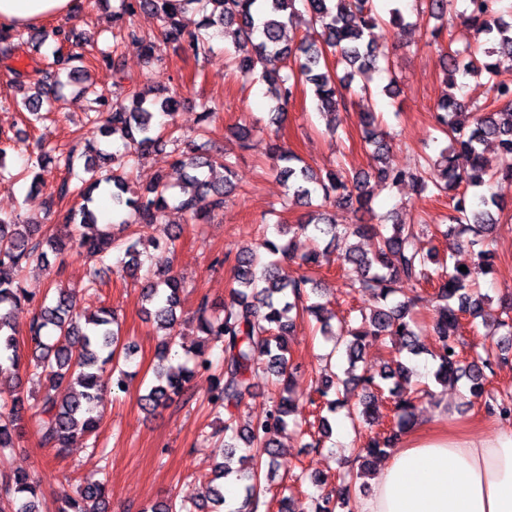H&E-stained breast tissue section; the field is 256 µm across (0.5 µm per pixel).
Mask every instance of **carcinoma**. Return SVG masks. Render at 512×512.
Returning a JSON list of instances; mask_svg holds the SVG:
<instances>
[{"label":"carcinoma","mask_w":512,"mask_h":512,"mask_svg":"<svg viewBox=\"0 0 512 512\" xmlns=\"http://www.w3.org/2000/svg\"><path fill=\"white\" fill-rule=\"evenodd\" d=\"M420 9L432 18L444 20L453 0H415ZM463 22L476 35H485L488 47L479 50L467 43L444 54L451 65L446 85L451 92L436 106V131L449 140L437 156L427 155L412 169L393 168L383 162L391 146L390 133L382 128L379 115L368 111L360 115L364 142L373 147L379 165L367 173L350 176L341 169H331L323 175L315 173L294 152L273 144L272 170L286 188V196L297 204L310 208L305 218L296 224L276 225L277 237H264L259 249H247L236 258L235 283L228 301L211 304L202 298L196 310L198 331L206 339L221 343L222 371L215 378L208 401L227 411L224 419L225 456L216 463L211 504L208 512H257L258 498L265 491L264 474L280 468L275 458L277 437L288 429L289 418L298 413L293 380L298 367L288 357V336L295 331V318L305 315L320 323V332L333 338L327 359L346 358L345 378L325 375L317 382L315 392L325 400L329 412L342 404L337 398L340 388L359 389L358 403L348 417L370 426L380 421L375 394L383 391L384 382L392 380L388 389L391 411L397 432L383 439L371 438L355 449L353 461L343 460L345 467L358 465V471H348L332 493L316 501L314 512H336L346 505L356 480L369 468L373 459L386 454L398 433L411 426L417 401L430 395L427 389L411 385L413 367L397 357L380 376L368 372L355 374L366 345L373 339L390 337L398 353L419 356L425 349L419 344L412 319L417 303L430 298L437 301V317L433 331L437 345L431 356L437 361L434 373L442 386H455L466 381L469 396L482 397L488 375L494 366L505 362L512 353V317L495 321L490 336L495 338L483 353L471 360L463 358L460 329L463 316L475 319L481 314L487 295L477 284L478 275L494 273V253L487 240L496 218L507 206L495 195L482 194L474 201L468 189L490 186L498 179L512 180V82L500 79L494 55L512 58V5L504 0H464ZM194 3L212 6L187 30V13ZM139 13L155 16L161 23V34L172 43H186L194 57L212 50L213 27L232 38L239 56L240 72L245 77L258 76L267 85L271 101L270 121L282 125L287 118L289 103L299 86L310 85L316 110L323 116H336V109L345 103V95L356 79L362 80L361 90L369 91L372 75L390 71L394 60L379 50L374 30L389 26L400 32L407 27L400 7L383 13L374 0H120L112 9V23L123 37L141 46L145 63L154 67L159 61L158 47L151 36L136 28L130 19ZM308 23L319 29L318 37L298 42H285L287 27ZM52 41L51 54L34 70L29 84L33 93L24 97L22 108L34 120L50 110L52 102L60 101L66 82L80 81L84 74L79 63L85 58L84 44L73 42L71 32L57 27L38 35L30 30L0 28V56L7 57L23 46L39 50L42 43ZM102 61L112 69V88L84 87L83 93L94 96L95 115L89 118L90 128L82 135L87 153L82 155V171H76L74 154L65 159L69 178L58 188L60 198L79 199L66 213L64 227L78 253L89 265V283L98 280L101 267L118 254L123 274L136 277L145 264L138 249L139 238L134 226L161 224L168 210L183 213L193 222L206 223L224 213L226 198L232 193L236 158L230 152L220 160L204 154L185 153L178 139H165L157 133L163 119L172 117L179 101L174 96L158 99L142 90H133L123 100L114 98L122 88L123 63L112 48L97 49ZM283 61L282 69L269 72L259 67L271 59ZM486 78L487 90L499 108L485 112L465 97L456 96L453 89L465 85L470 77ZM200 125L196 136L197 148L209 142L210 124L222 105L212 100L200 103ZM493 143L499 154V167L491 171L484 160V145ZM172 145L176 164L189 169L192 175L180 191H172L164 176L140 193L130 190L128 170L152 150ZM388 188L401 184L413 187L417 194L435 195L454 192L450 224L443 234L456 239L461 247L472 251L477 266L462 272L459 266L438 260L422 245L421 236L427 231L423 224H386L378 217L376 224L340 226L314 210V202L335 204L373 213L367 192L370 181ZM112 202V215L122 216L118 222L123 235L114 232V225L98 226L96 207L99 198ZM308 237L314 245L323 240L333 244L336 238H371L374 249L367 252L351 246L343 257L344 276L349 287L373 296L377 306L362 315L358 326H342L334 330L325 305L314 300L318 296L315 267L319 253L313 249L300 257L306 271L288 276L280 266V257L290 251L285 237L290 234ZM63 250V243L43 230V224L26 221L18 214H0V367L7 364L14 373L22 374L34 390L20 388L11 403L0 407V450L13 447V435L21 434L27 424L36 428L40 444L61 454L78 436H91L102 422L98 409L100 372L112 365V394L127 392L128 372L120 362L135 355V343L122 341L119 325L109 309L82 316L66 289L59 288L49 301L40 302L22 286L24 269L37 263L49 265L48 253ZM426 283L433 287L430 296L406 293L402 282ZM184 281L160 268L154 280L144 289L145 312L158 330L173 336L181 308ZM24 305L34 308L28 326L27 344L31 356L20 348L12 312ZM172 341H164L157 353L155 381L141 396L144 407L155 410L181 399L189 382L197 375L212 370L209 353L199 347L193 350L192 365L178 368L169 364ZM264 356L265 370L279 395L265 416L250 422L245 428L236 424L235 410L251 396L250 377L257 357ZM489 410L503 420H512V390L498 392ZM249 454L235 458L240 448ZM234 476L241 501L233 505L224 498V479ZM4 491L10 512H44L40 485L27 472L7 477ZM105 482L92 476L79 485L74 494L56 498V512H104ZM189 495L177 494L150 507L149 512H191Z\"/></svg>","instance_id":"obj_1"}]
</instances>
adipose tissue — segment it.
<instances>
[{
	"mask_svg": "<svg viewBox=\"0 0 512 512\" xmlns=\"http://www.w3.org/2000/svg\"><path fill=\"white\" fill-rule=\"evenodd\" d=\"M72 0H0V26L64 18ZM358 512H512V427L412 430L369 479Z\"/></svg>",
	"mask_w": 512,
	"mask_h": 512,
	"instance_id": "1",
	"label": "adipose tissue"
}]
</instances>
